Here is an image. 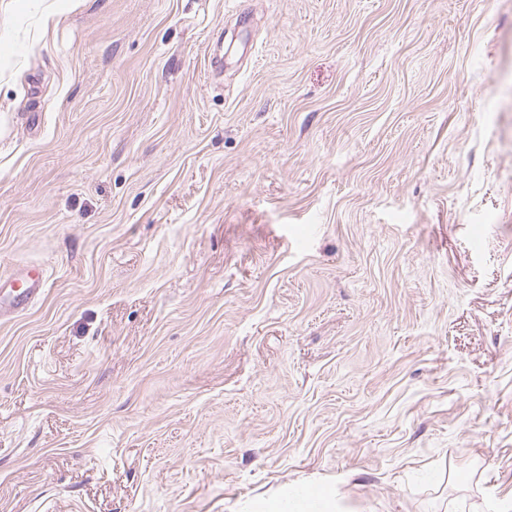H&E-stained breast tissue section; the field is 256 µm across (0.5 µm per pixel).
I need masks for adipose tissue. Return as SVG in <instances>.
<instances>
[{"label": "adipose tissue", "mask_w": 512, "mask_h": 512, "mask_svg": "<svg viewBox=\"0 0 512 512\" xmlns=\"http://www.w3.org/2000/svg\"><path fill=\"white\" fill-rule=\"evenodd\" d=\"M243 512H342L341 496L330 486L303 484L268 497H257L242 506Z\"/></svg>", "instance_id": "adipose-tissue-1"}]
</instances>
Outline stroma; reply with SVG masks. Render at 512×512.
I'll use <instances>...</instances> for the list:
<instances>
[{"label": "stroma", "instance_id": "35a3bbf8", "mask_svg": "<svg viewBox=\"0 0 512 512\" xmlns=\"http://www.w3.org/2000/svg\"><path fill=\"white\" fill-rule=\"evenodd\" d=\"M0 512L512 500V0H0ZM42 280L39 272L30 270L26 278L17 285H11L10 288H1L0 285V309L1 293L4 300L9 302V306L15 309H25L40 293ZM2 290V291H1ZM243 512H344L341 496L332 486L304 484L269 497H256L242 506Z\"/></svg>", "mask_w": 512, "mask_h": 512}]
</instances>
